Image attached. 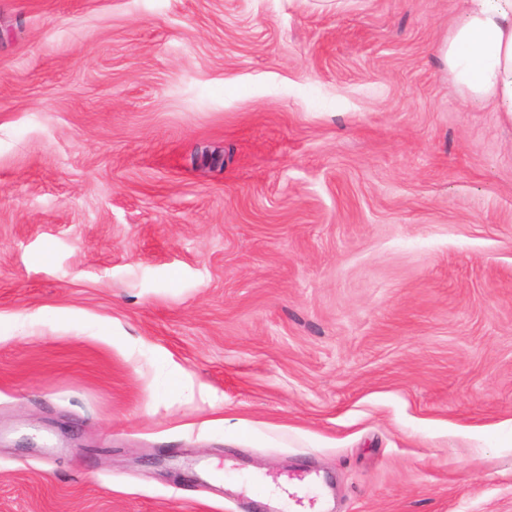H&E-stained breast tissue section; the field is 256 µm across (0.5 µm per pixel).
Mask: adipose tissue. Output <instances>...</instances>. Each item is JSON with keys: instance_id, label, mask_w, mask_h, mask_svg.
Listing matches in <instances>:
<instances>
[{"instance_id": "1", "label": "adipose tissue", "mask_w": 512, "mask_h": 512, "mask_svg": "<svg viewBox=\"0 0 512 512\" xmlns=\"http://www.w3.org/2000/svg\"><path fill=\"white\" fill-rule=\"evenodd\" d=\"M438 52L466 100L512 119V0H464Z\"/></svg>"}]
</instances>
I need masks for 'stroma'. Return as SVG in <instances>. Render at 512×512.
<instances>
[{"mask_svg":"<svg viewBox=\"0 0 512 512\" xmlns=\"http://www.w3.org/2000/svg\"><path fill=\"white\" fill-rule=\"evenodd\" d=\"M461 0H0V512H512V120ZM459 20L438 49L462 96L512 120V0H463Z\"/></svg>","mask_w":512,"mask_h":512,"instance_id":"stroma-1","label":"stroma"}]
</instances>
